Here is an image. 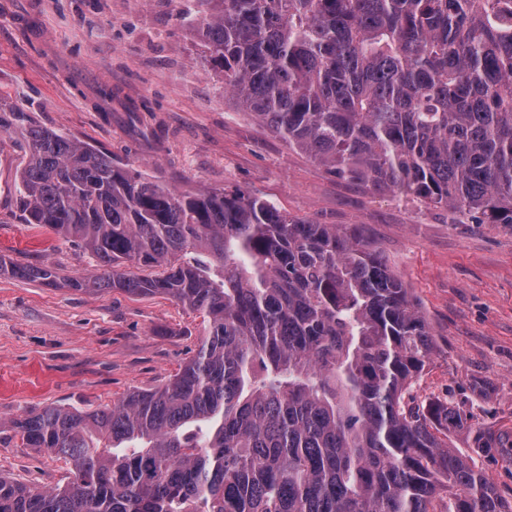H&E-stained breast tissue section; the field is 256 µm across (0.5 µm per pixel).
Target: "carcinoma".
<instances>
[{
  "mask_svg": "<svg viewBox=\"0 0 512 512\" xmlns=\"http://www.w3.org/2000/svg\"><path fill=\"white\" fill-rule=\"evenodd\" d=\"M192 32L235 106L336 177L512 226V0H197ZM17 209L75 239L80 292L202 317L194 356L110 407L11 421L70 485L0 477V512H512L406 395L437 349L359 234L242 191L181 194L54 130L23 128ZM0 273L53 286L44 263Z\"/></svg>",
  "mask_w": 512,
  "mask_h": 512,
  "instance_id": "cac0c4a2",
  "label": "carcinoma"
}]
</instances>
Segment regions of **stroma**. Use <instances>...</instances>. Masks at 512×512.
<instances>
[{
  "instance_id": "1",
  "label": "stroma",
  "mask_w": 512,
  "mask_h": 512,
  "mask_svg": "<svg viewBox=\"0 0 512 512\" xmlns=\"http://www.w3.org/2000/svg\"><path fill=\"white\" fill-rule=\"evenodd\" d=\"M187 0H0V98L180 193L239 189L318 224L358 229L410 288L439 348L415 402L464 413L451 445L512 435V226L345 181L239 111L193 43ZM112 90L111 100L98 95ZM21 136L0 131V256L52 264L55 286L0 274V475L35 490L69 467L9 428L55 404L93 411L166 382L202 327L161 297L68 289L97 273L69 240L16 217Z\"/></svg>"
}]
</instances>
